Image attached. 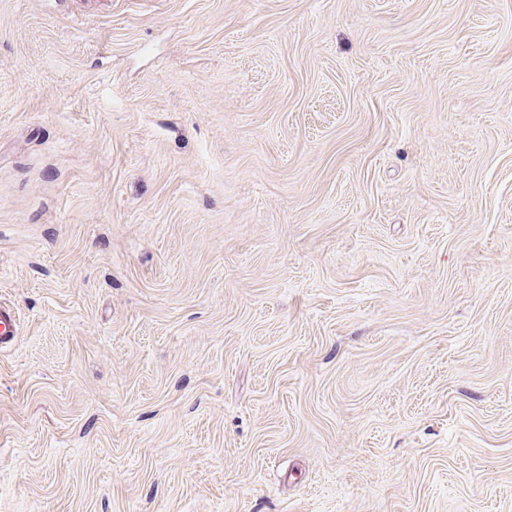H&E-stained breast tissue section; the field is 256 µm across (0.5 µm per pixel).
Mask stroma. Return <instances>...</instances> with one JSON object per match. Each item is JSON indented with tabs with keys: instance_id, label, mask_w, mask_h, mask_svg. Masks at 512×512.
I'll return each instance as SVG.
<instances>
[{
	"instance_id": "1",
	"label": "stroma",
	"mask_w": 512,
	"mask_h": 512,
	"mask_svg": "<svg viewBox=\"0 0 512 512\" xmlns=\"http://www.w3.org/2000/svg\"><path fill=\"white\" fill-rule=\"evenodd\" d=\"M0 512H512V0H0ZM19 318L18 309L14 304L0 301V347L9 346L14 342Z\"/></svg>"
}]
</instances>
